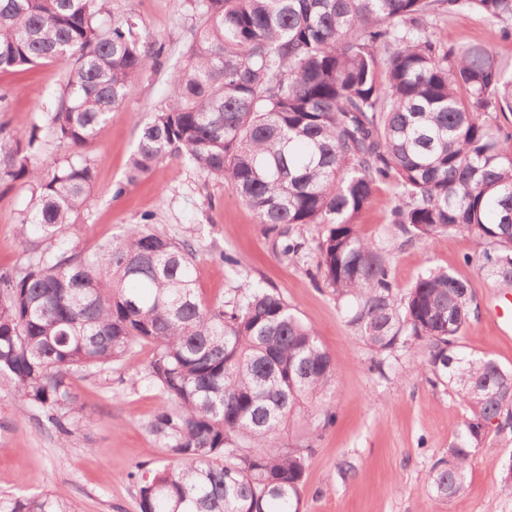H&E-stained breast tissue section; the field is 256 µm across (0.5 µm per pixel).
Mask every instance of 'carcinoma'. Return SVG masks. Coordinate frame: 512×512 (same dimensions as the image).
I'll return each instance as SVG.
<instances>
[{"instance_id": "obj_1", "label": "carcinoma", "mask_w": 512, "mask_h": 512, "mask_svg": "<svg viewBox=\"0 0 512 512\" xmlns=\"http://www.w3.org/2000/svg\"><path fill=\"white\" fill-rule=\"evenodd\" d=\"M96 0H0V71L70 67L51 117L79 148L121 106L164 46L136 23L96 22ZM171 102L142 127L127 183L182 154L225 182L265 232L294 256L291 233L315 225L317 271L346 302L347 323L380 351L410 339L471 409L458 442L430 474L452 498L465 484L483 422L512 426V370L463 349L477 309L469 280L447 270L405 292L387 249L359 218L380 183L396 203L389 223L412 240L478 236L492 250L479 269L512 282V74L491 46L460 37L437 45L428 17L473 10L512 38V0H203ZM37 129L0 124V187L36 186L17 225L54 239L87 206L90 163L76 153L37 162ZM195 253L149 224H129L91 255L48 251L0 271V377L18 402L67 432L80 410L70 378L153 347L149 385L162 403L146 425L169 464L130 472L140 512H302L306 457L278 445L298 409L333 392L335 369L314 328L275 290L244 282L205 303ZM0 512H78L63 494L0 497Z\"/></svg>"}]
</instances>
